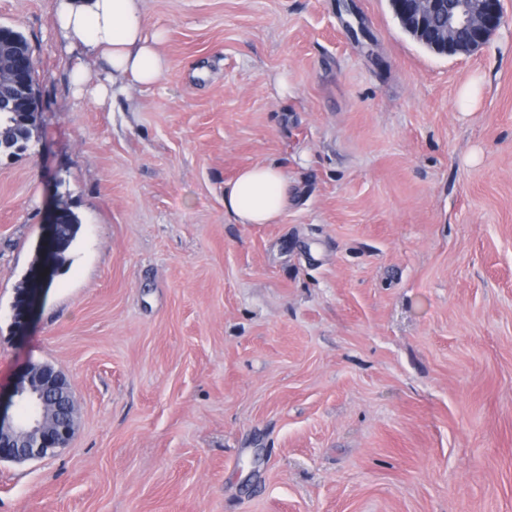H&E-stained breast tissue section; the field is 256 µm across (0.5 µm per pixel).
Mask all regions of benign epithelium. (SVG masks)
Masks as SVG:
<instances>
[{
    "mask_svg": "<svg viewBox=\"0 0 512 512\" xmlns=\"http://www.w3.org/2000/svg\"><path fill=\"white\" fill-rule=\"evenodd\" d=\"M401 27L428 49L445 55L469 56L484 47L505 25L501 0H390ZM18 81L33 109H38L37 86L27 85L18 69H0V79ZM60 210L47 220L51 231L43 240L41 261L23 297L22 314L15 319L24 324L38 302L43 286L56 272L50 244L56 238ZM13 397L24 416L13 417L0 406V462H23L55 455L68 447L74 434L75 404L66 377L54 368L33 367L16 385Z\"/></svg>",
    "mask_w": 512,
    "mask_h": 512,
    "instance_id": "1",
    "label": "benign epithelium"
}]
</instances>
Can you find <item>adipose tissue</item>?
I'll list each match as a JSON object with an SVG mask.
<instances>
[{"label":"adipose tissue","instance_id":"obj_1","mask_svg":"<svg viewBox=\"0 0 512 512\" xmlns=\"http://www.w3.org/2000/svg\"><path fill=\"white\" fill-rule=\"evenodd\" d=\"M55 28L70 46L82 48L84 60L72 71L78 91L106 103L121 87L149 85L167 70L162 31L147 33L142 0H57ZM107 80H91L92 65ZM288 205V175L275 162L241 169L224 185V212L238 224H273Z\"/></svg>","mask_w":512,"mask_h":512}]
</instances>
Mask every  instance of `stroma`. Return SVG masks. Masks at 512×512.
<instances>
[{
    "label": "stroma",
    "mask_w": 512,
    "mask_h": 512,
    "mask_svg": "<svg viewBox=\"0 0 512 512\" xmlns=\"http://www.w3.org/2000/svg\"><path fill=\"white\" fill-rule=\"evenodd\" d=\"M502 8L450 56L389 0H143L169 66L100 105L54 0H0L41 109L0 155V397L48 364L77 404L68 448L0 463V512H512ZM272 160L287 210L233 223L225 182ZM57 206L81 225L20 328Z\"/></svg>",
    "instance_id": "35a3bbf8"
}]
</instances>
